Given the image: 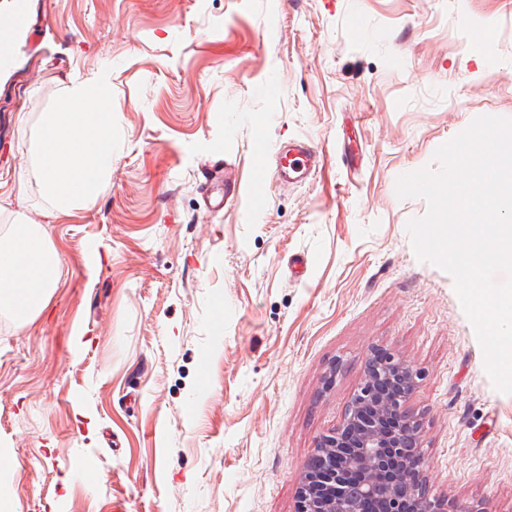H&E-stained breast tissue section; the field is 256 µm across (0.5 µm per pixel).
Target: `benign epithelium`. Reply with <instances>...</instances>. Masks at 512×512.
Returning <instances> with one entry per match:
<instances>
[{"instance_id":"1","label":"benign epithelium","mask_w":512,"mask_h":512,"mask_svg":"<svg viewBox=\"0 0 512 512\" xmlns=\"http://www.w3.org/2000/svg\"><path fill=\"white\" fill-rule=\"evenodd\" d=\"M414 367L391 354L373 353L342 427L320 437L298 477L295 512H361V500L381 512H480L426 492L420 472L421 425L405 410L416 388ZM358 476L360 499L347 478Z\"/></svg>"}]
</instances>
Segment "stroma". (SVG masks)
I'll use <instances>...</instances> for the list:
<instances>
[{"instance_id":"stroma-1","label":"stroma","mask_w":512,"mask_h":512,"mask_svg":"<svg viewBox=\"0 0 512 512\" xmlns=\"http://www.w3.org/2000/svg\"><path fill=\"white\" fill-rule=\"evenodd\" d=\"M12 50L0 246L21 213L62 266L35 319L0 309L17 512H295L376 348L419 372L428 494L512 512V394L452 277L416 256L426 201L395 191L476 117L512 118V0H30ZM105 68L112 169L51 215L33 133ZM299 137L321 156L304 181L253 168ZM218 160L242 186L214 215Z\"/></svg>"}]
</instances>
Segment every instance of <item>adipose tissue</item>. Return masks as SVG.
Wrapping results in <instances>:
<instances>
[{
	"label": "adipose tissue",
	"instance_id": "1",
	"mask_svg": "<svg viewBox=\"0 0 512 512\" xmlns=\"http://www.w3.org/2000/svg\"><path fill=\"white\" fill-rule=\"evenodd\" d=\"M109 73L95 85L68 89L59 106L44 113L32 165L41 191L58 213L93 199L112 166V111L106 104ZM10 244L0 249V307L29 320L44 307L61 276V263L39 225L16 216Z\"/></svg>",
	"mask_w": 512,
	"mask_h": 512
}]
</instances>
